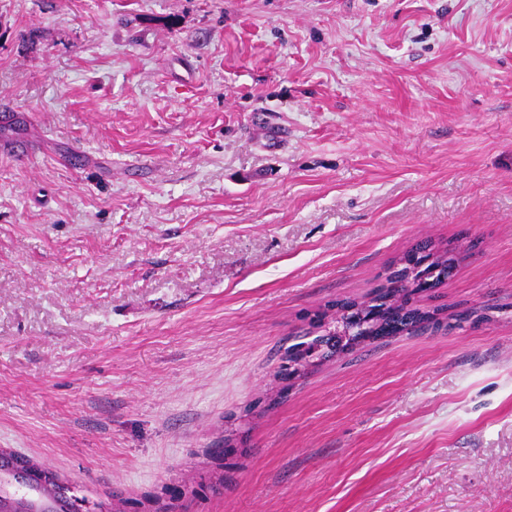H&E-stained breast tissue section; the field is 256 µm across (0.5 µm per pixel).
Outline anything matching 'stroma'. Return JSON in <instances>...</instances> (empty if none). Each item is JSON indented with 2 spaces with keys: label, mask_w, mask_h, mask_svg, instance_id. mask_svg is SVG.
Wrapping results in <instances>:
<instances>
[{
  "label": "stroma",
  "mask_w": 512,
  "mask_h": 512,
  "mask_svg": "<svg viewBox=\"0 0 512 512\" xmlns=\"http://www.w3.org/2000/svg\"><path fill=\"white\" fill-rule=\"evenodd\" d=\"M0 448L154 512H512V0H0ZM472 311L283 380L420 242Z\"/></svg>",
  "instance_id": "35a3bbf8"
}]
</instances>
